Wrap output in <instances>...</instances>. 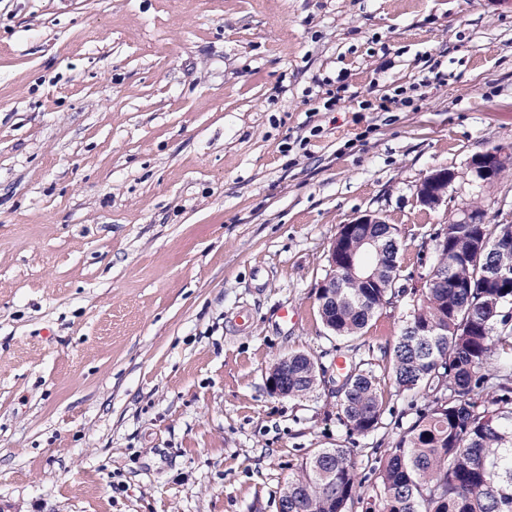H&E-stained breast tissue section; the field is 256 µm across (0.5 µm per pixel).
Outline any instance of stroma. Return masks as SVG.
Masks as SVG:
<instances>
[{
	"instance_id": "1",
	"label": "stroma",
	"mask_w": 512,
	"mask_h": 512,
	"mask_svg": "<svg viewBox=\"0 0 512 512\" xmlns=\"http://www.w3.org/2000/svg\"><path fill=\"white\" fill-rule=\"evenodd\" d=\"M475 207L512 223V0H0V512H277L318 449L365 467L407 399L349 440L337 361L407 307L326 337L330 242L379 214L417 277ZM299 350L322 384L272 394ZM501 161L500 153L496 150H491L474 156L471 159L470 165L480 180L490 183L496 179ZM503 168L504 162L502 161L501 171ZM455 172L448 168L436 169L420 183L417 197L420 205L433 209L448 195V188L455 180Z\"/></svg>"
}]
</instances>
